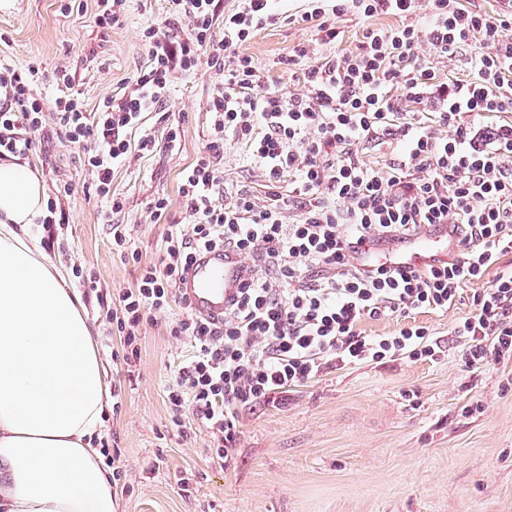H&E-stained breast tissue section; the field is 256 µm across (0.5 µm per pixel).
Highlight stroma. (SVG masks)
Returning a JSON list of instances; mask_svg holds the SVG:
<instances>
[{"mask_svg": "<svg viewBox=\"0 0 512 512\" xmlns=\"http://www.w3.org/2000/svg\"><path fill=\"white\" fill-rule=\"evenodd\" d=\"M167 10V0H126L120 22L102 29L97 0H0V63L18 71L40 68L46 80L34 93L49 109L60 94L54 73L69 70L92 112L121 95L147 65L142 31ZM390 22L347 14L338 21V41L318 52L356 49L366 28ZM315 37L306 25L283 22L241 51L275 89L300 94L304 88L284 60L293 46ZM216 80L204 62L177 75L164 110L181 130L179 151L131 153L112 176L113 191L126 200L118 221L129 225L142 262H156L164 245V225L146 221L148 203L165 197L172 221L185 219L180 176L210 139L206 102ZM246 155L244 144L225 143L228 191L263 184ZM26 160L68 219L62 228L35 225L30 235L68 272L106 384L119 393L118 408L105 409L99 432L124 472L118 512H512V360L478 369L464 364L449 331L469 312L468 299L443 314L417 315L442 350L437 361L333 367L289 387L285 400L241 408L234 455L224 465L212 460L203 428L174 427L169 416L164 386L188 353L170 334L176 311L143 324L136 359L113 357L121 343L104 301L135 287L139 270L112 247L81 152L53 138ZM77 266L96 275L101 289L79 287L71 276Z\"/></svg>", "mask_w": 512, "mask_h": 512, "instance_id": "stroma-1", "label": "stroma"}]
</instances>
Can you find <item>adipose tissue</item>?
<instances>
[{
	"label": "adipose tissue",
	"mask_w": 512,
	"mask_h": 512,
	"mask_svg": "<svg viewBox=\"0 0 512 512\" xmlns=\"http://www.w3.org/2000/svg\"><path fill=\"white\" fill-rule=\"evenodd\" d=\"M44 209L28 163L0 161V512H116L93 445L107 391L92 329L22 234Z\"/></svg>",
	"instance_id": "obj_1"
}]
</instances>
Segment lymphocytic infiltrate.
Instances as JSON below:
<instances>
[{
	"label": "lymphocytic infiltrate",
	"instance_id": "lymphocytic-infiltrate-1",
	"mask_svg": "<svg viewBox=\"0 0 512 512\" xmlns=\"http://www.w3.org/2000/svg\"><path fill=\"white\" fill-rule=\"evenodd\" d=\"M168 2L167 17L142 33L148 65L97 111H86L65 73L68 91L46 116L32 94L38 70L1 65L0 159L29 153L34 134L49 125L82 150L112 246L140 266L135 287L111 300L123 355H137L140 327L153 313L181 307L171 333L189 354L165 389L173 425L205 428L212 458L226 462L243 406L339 365L438 360V343L415 315L448 312L492 269L495 279L472 293L452 333L466 366L511 360L512 268L499 263L512 254V122L477 118L512 112V0H501L493 16L463 0H308L298 20L317 40L288 53L285 63L300 69L304 88L291 96L266 88V76L240 51L280 23L271 0H238L225 13L219 0ZM350 12L394 22L366 28L354 51L318 56ZM422 47L443 63L465 61L469 78H441L420 62ZM203 60L218 76L207 101L211 140L181 174L186 223H169L167 199L149 203L151 223L167 233L158 262L145 265L127 225L116 221L125 201L113 194L112 175L131 151L179 149L178 127L158 136L143 119L161 110L176 74ZM229 139L244 143L263 170V195L247 187L226 195L220 163ZM388 142L400 144L397 158L368 160L369 145ZM441 224L453 226L458 249L440 265L395 269L366 254ZM217 248L233 249L257 272L213 323L183 306L178 285L199 252ZM386 317L400 322L393 333L364 334L363 323Z\"/></svg>",
	"mask_w": 512,
	"mask_h": 512
}]
</instances>
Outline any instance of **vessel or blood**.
<instances>
[{
  "mask_svg": "<svg viewBox=\"0 0 512 512\" xmlns=\"http://www.w3.org/2000/svg\"><path fill=\"white\" fill-rule=\"evenodd\" d=\"M454 235L442 229L415 238L401 252L388 256L391 265L401 269L423 266L447 257ZM245 261L240 255L221 249L201 252L191 264L180 285L194 312L209 319L224 315L226 301L242 284Z\"/></svg>",
  "mask_w": 512,
  "mask_h": 512,
  "instance_id": "1",
  "label": "vessel or blood"
}]
</instances>
